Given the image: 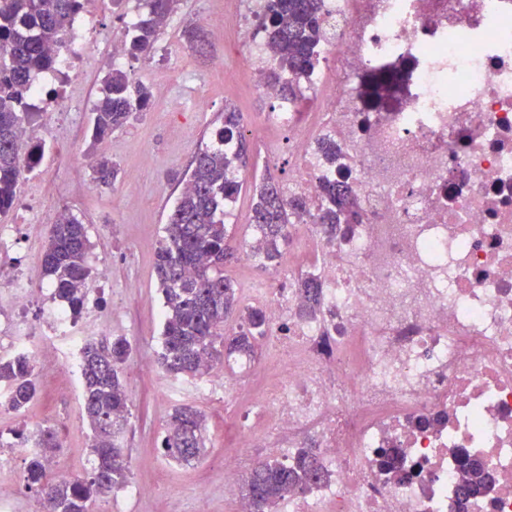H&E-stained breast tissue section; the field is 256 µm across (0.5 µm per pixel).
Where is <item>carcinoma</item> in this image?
Listing matches in <instances>:
<instances>
[{
    "label": "carcinoma",
    "instance_id": "obj_1",
    "mask_svg": "<svg viewBox=\"0 0 512 512\" xmlns=\"http://www.w3.org/2000/svg\"><path fill=\"white\" fill-rule=\"evenodd\" d=\"M148 11L131 26L126 41L131 56L152 52L160 29L178 8L180 0H144ZM83 8L82 0H0V212L10 208L22 172V152L28 145L29 96L33 76L54 71L58 49L67 28ZM257 27L267 32V47L277 58L265 83L279 86L285 96L297 98L300 84L320 64L318 47L327 24L319 0H271L256 15ZM151 94L128 73L115 68L106 79L105 94L93 107L92 146L99 150L94 181L108 186L117 178L112 161L101 152L112 133L146 111ZM242 113L224 110V126L216 138L227 149H203L195 157L188 189L183 191L168 216L165 236L154 259L159 291L164 299L163 342L160 360L174 375L202 377L203 369L234 354H256L266 336L261 310H253L246 323L228 327L238 300L224 266L237 259L226 242V207L239 194L236 162L243 153ZM306 210V202L288 195L271 182L262 185L254 207L253 224L260 234L263 265L274 266L288 241V224ZM358 215L351 185L327 183L317 223L353 224ZM91 248L86 225L71 213H58L51 224L43 253V267L54 287V298L78 314L84 307L85 284L91 270ZM307 309L317 312L321 288L305 282ZM128 339L88 340L81 351V398L92 437L95 458L90 473L68 482L48 476V459L39 453L28 456L25 488L36 493L42 512H91L94 501L124 487L130 474L129 454L123 445L129 406L122 383L124 365L131 353ZM0 409L19 413L37 398L38 374L27 356L0 357ZM20 442L30 438L41 448L59 447L54 429L42 425L16 433ZM208 441L204 415L192 406L174 410L161 439L162 456L189 464L203 454ZM381 467L392 476L402 473L401 452L383 451ZM458 496L480 494L489 482L477 460L460 459ZM329 473L319 453L301 448L292 463L262 460L244 480L252 512H276L278 503L291 493L308 492Z\"/></svg>",
    "mask_w": 512,
    "mask_h": 512
}]
</instances>
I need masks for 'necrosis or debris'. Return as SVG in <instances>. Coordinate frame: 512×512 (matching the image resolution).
Returning <instances> with one entry per match:
<instances>
[{
  "label": "necrosis or debris",
  "instance_id": "obj_1",
  "mask_svg": "<svg viewBox=\"0 0 512 512\" xmlns=\"http://www.w3.org/2000/svg\"><path fill=\"white\" fill-rule=\"evenodd\" d=\"M244 70L270 63L243 24L264 0H233ZM329 66L307 81L300 110L277 89L275 123L294 136L290 195L307 203L288 227L282 273L252 282L264 310L274 375L261 390L252 362L232 359L227 390L240 452L224 458V497L249 512L239 476L255 449L281 457L315 443L331 475L279 512H512V0H321ZM397 72L406 91L367 111L365 74ZM336 139L328 161L310 130ZM353 186L355 224L312 220L328 182ZM314 278L323 310L306 316L298 284ZM62 337L49 357L26 324L0 335V353L26 354L41 374L76 378L86 341L71 311L48 316ZM403 449L407 474L390 478L384 449ZM493 478L458 503L461 455Z\"/></svg>",
  "mask_w": 512,
  "mask_h": 512
}]
</instances>
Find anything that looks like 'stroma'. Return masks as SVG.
<instances>
[{"mask_svg": "<svg viewBox=\"0 0 512 512\" xmlns=\"http://www.w3.org/2000/svg\"><path fill=\"white\" fill-rule=\"evenodd\" d=\"M226 0H181L146 57H127L123 71L150 87L148 112L115 131L106 155L119 170L111 186L97 185L89 161L91 110L111 73V37H126L131 21L145 12L143 0H85L83 16L96 39L95 50L78 62L67 77L52 80L41 74L45 92L34 103L35 132L46 133L41 156L25 170L12 206L0 213V272L19 273L38 291L28 313L32 337H40L46 313L58 302L42 267L48 235V214L66 209L88 227L92 273L86 282L88 304L107 319L104 336H124L132 351L126 363L130 424L125 443L131 461L126 488L99 498L95 512H235L224 499V454L233 450L237 433L233 419L217 397L185 391L166 399L167 387L180 377L158 362L162 346L163 299L153 270L168 215L185 185L196 154L213 145L215 131L231 106L244 116L246 164L243 186L224 218L230 244L242 249L254 236L256 185L271 181L287 186L295 168L291 136L272 123L274 103L252 78H237L242 61L229 52L236 26L224 18ZM197 28L205 52L188 42L184 31ZM223 53V69L211 60ZM267 130L265 141L251 134ZM38 399L24 412L0 411V450H9L19 429L38 424L55 428L65 445L58 460L76 474L90 472L91 432L82 410L46 376L40 377ZM191 404L205 415L209 443L204 456L190 466L165 460L159 450L164 428L176 405ZM150 485L154 494L133 497L134 485Z\"/></svg>", "mask_w": 512, "mask_h": 512, "instance_id": "stroma-1", "label": "stroma"}]
</instances>
